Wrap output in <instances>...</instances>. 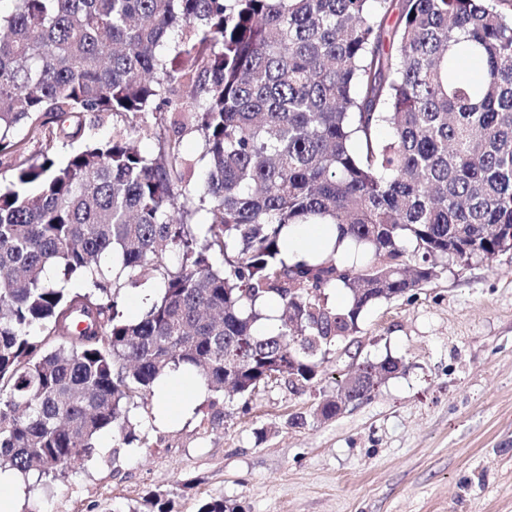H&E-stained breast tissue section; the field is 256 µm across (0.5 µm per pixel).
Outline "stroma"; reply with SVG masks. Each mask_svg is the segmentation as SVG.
Wrapping results in <instances>:
<instances>
[{
  "label": "stroma",
  "mask_w": 512,
  "mask_h": 512,
  "mask_svg": "<svg viewBox=\"0 0 512 512\" xmlns=\"http://www.w3.org/2000/svg\"><path fill=\"white\" fill-rule=\"evenodd\" d=\"M358 341L311 383L281 377L210 406L198 386L178 421L136 410L133 444L54 479H24L18 512H140L173 491L175 512L224 498L243 512H512V254L440 260L423 287L363 313ZM402 369L331 419L308 413L368 361Z\"/></svg>",
  "instance_id": "1"
}]
</instances>
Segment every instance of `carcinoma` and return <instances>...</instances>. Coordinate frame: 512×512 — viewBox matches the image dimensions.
I'll return each instance as SVG.
<instances>
[{
    "label": "carcinoma",
    "instance_id": "cac0c4a2",
    "mask_svg": "<svg viewBox=\"0 0 512 512\" xmlns=\"http://www.w3.org/2000/svg\"><path fill=\"white\" fill-rule=\"evenodd\" d=\"M11 2L0 471L54 477L93 459L107 429L118 458L138 440V402L182 369L213 406L276 376L309 383L368 306L430 282L437 260L508 252L512 0ZM87 112L128 121L87 138ZM22 125L45 142L34 159ZM152 127L173 134L145 154L130 135ZM186 133L202 141L197 177ZM291 224H330L336 244L290 262ZM346 240L370 255L362 267L340 255ZM128 287L155 289L137 319L119 309ZM268 301L284 309L273 332L260 330ZM399 364L364 363L354 400ZM337 411L327 396L310 417ZM172 495L148 492V512H173ZM239 510L211 498L197 512Z\"/></svg>",
    "mask_w": 512,
    "mask_h": 512
}]
</instances>
